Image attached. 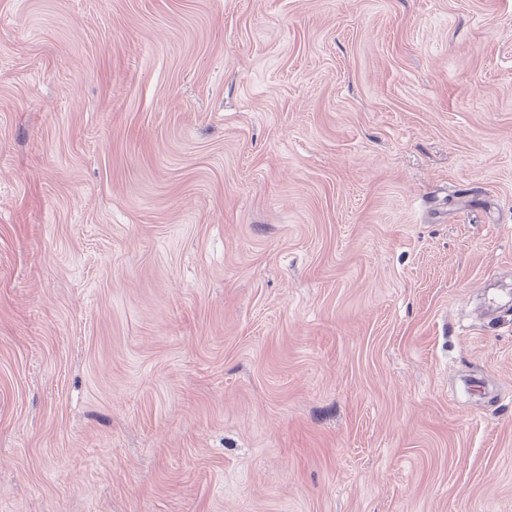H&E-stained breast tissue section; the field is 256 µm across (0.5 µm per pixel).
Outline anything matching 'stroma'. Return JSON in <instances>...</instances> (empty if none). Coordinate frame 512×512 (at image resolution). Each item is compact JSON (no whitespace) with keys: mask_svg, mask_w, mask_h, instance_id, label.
Wrapping results in <instances>:
<instances>
[{"mask_svg":"<svg viewBox=\"0 0 512 512\" xmlns=\"http://www.w3.org/2000/svg\"><path fill=\"white\" fill-rule=\"evenodd\" d=\"M512 0H0V512H512Z\"/></svg>","mask_w":512,"mask_h":512,"instance_id":"obj_1","label":"stroma"}]
</instances>
